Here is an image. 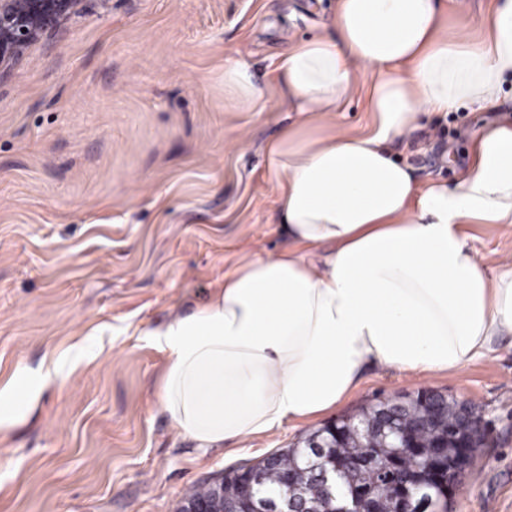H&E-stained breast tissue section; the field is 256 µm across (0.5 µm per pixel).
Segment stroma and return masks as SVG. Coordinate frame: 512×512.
<instances>
[{"instance_id":"obj_1","label":"stroma","mask_w":512,"mask_h":512,"mask_svg":"<svg viewBox=\"0 0 512 512\" xmlns=\"http://www.w3.org/2000/svg\"><path fill=\"white\" fill-rule=\"evenodd\" d=\"M492 0H448L442 32L482 39ZM336 0H79L0 79V387L73 344L96 356L52 377L0 430V512H178L198 486L256 464L379 399L436 391L491 428L448 512H512V335L456 372L367 369L333 410L202 450L155 397L165 365L149 330L205 299L246 257L276 252L279 187L267 147L299 116L274 62L329 23ZM248 60L267 109L224 98V56ZM332 113L370 122L364 87ZM512 117L460 109L424 119L393 153L420 179L457 181L481 127ZM463 231L489 275L512 268V224Z\"/></svg>"}]
</instances>
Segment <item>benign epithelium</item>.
<instances>
[{"label":"benign epithelium","mask_w":512,"mask_h":512,"mask_svg":"<svg viewBox=\"0 0 512 512\" xmlns=\"http://www.w3.org/2000/svg\"><path fill=\"white\" fill-rule=\"evenodd\" d=\"M80 0H0V77L7 74L15 59L45 33L57 28ZM437 423L436 438L432 448L445 449L446 479L471 462V441L457 425L442 414L434 415ZM346 433L331 425L325 432L305 437L297 446L299 454L281 478L283 493L275 499L255 497L253 489L263 487V474L259 469L236 470L210 484L213 493L206 499L187 498L180 512H289L290 505L299 500L305 512H320L306 498L304 484L319 476L322 488L333 493L336 483L360 463L357 454H338ZM437 479L429 474L424 479L409 474L397 483L394 494L387 500L351 493L352 503L342 512H412L409 503L428 481Z\"/></svg>","instance_id":"7a95c632"}]
</instances>
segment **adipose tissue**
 <instances>
[{"mask_svg": "<svg viewBox=\"0 0 512 512\" xmlns=\"http://www.w3.org/2000/svg\"><path fill=\"white\" fill-rule=\"evenodd\" d=\"M445 10L446 0H336L330 28L279 55L287 109L308 126L337 110L360 69H377L372 125L285 130L270 155L287 247L250 254L151 331L166 357L157 399L199 447L327 413L369 368L459 370L512 333V268L488 276L463 232L512 224V120L482 129L452 185L418 181L387 150L422 114L491 110L512 86V0H494L478 43L444 37ZM224 95L239 111L266 109L245 59L225 56ZM39 382L25 374L0 389L1 428Z\"/></svg>", "mask_w": 512, "mask_h": 512, "instance_id": "obj_1", "label": "adipose tissue"}]
</instances>
